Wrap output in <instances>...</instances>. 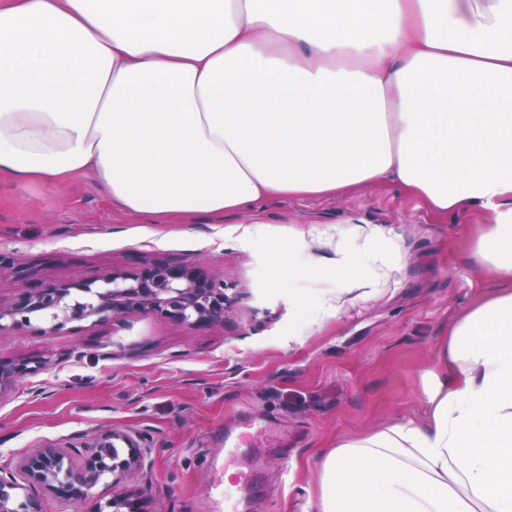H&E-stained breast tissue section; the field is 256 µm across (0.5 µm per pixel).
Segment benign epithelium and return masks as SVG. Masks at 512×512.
<instances>
[{
	"instance_id": "benign-epithelium-1",
	"label": "benign epithelium",
	"mask_w": 512,
	"mask_h": 512,
	"mask_svg": "<svg viewBox=\"0 0 512 512\" xmlns=\"http://www.w3.org/2000/svg\"><path fill=\"white\" fill-rule=\"evenodd\" d=\"M222 279L208 276L197 265L171 266L155 261L136 272L114 271L102 284L49 282L19 288L13 301L0 304V338L27 332L55 333L73 322H106L135 313L169 319L189 328L224 322L233 297ZM39 367L0 360V395L9 380L37 372ZM121 442L126 454L113 448ZM79 464L71 463L66 448H34L23 459L20 470L25 483L0 467V512H42L30 488L39 487L77 509L90 491L100 484H111L141 464L137 441L123 433L99 435L79 452ZM95 512H144L138 499L119 494L96 503Z\"/></svg>"
}]
</instances>
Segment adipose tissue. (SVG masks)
I'll return each mask as SVG.
<instances>
[{
	"instance_id": "obj_1",
	"label": "adipose tissue",
	"mask_w": 512,
	"mask_h": 512,
	"mask_svg": "<svg viewBox=\"0 0 512 512\" xmlns=\"http://www.w3.org/2000/svg\"><path fill=\"white\" fill-rule=\"evenodd\" d=\"M154 224L393 182L501 288L424 423L337 440L313 512H512V0H0V178Z\"/></svg>"
}]
</instances>
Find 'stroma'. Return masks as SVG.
Masks as SVG:
<instances>
[{
  "instance_id": "obj_1",
  "label": "stroma",
  "mask_w": 512,
  "mask_h": 512,
  "mask_svg": "<svg viewBox=\"0 0 512 512\" xmlns=\"http://www.w3.org/2000/svg\"><path fill=\"white\" fill-rule=\"evenodd\" d=\"M477 221L438 217L380 183L151 224L120 213L90 176L64 187L0 179V250L34 280L98 282L157 260L201 266L236 296L207 327L131 314L0 339V358L38 368L0 393V466L117 431L138 441L142 466L92 489L82 512L120 492L146 512H224V435L260 417L266 432L239 450V512H303L337 439L424 420L449 323L496 286L473 261ZM374 226L406 256L385 278L339 234ZM342 258L354 277L337 276Z\"/></svg>"
}]
</instances>
